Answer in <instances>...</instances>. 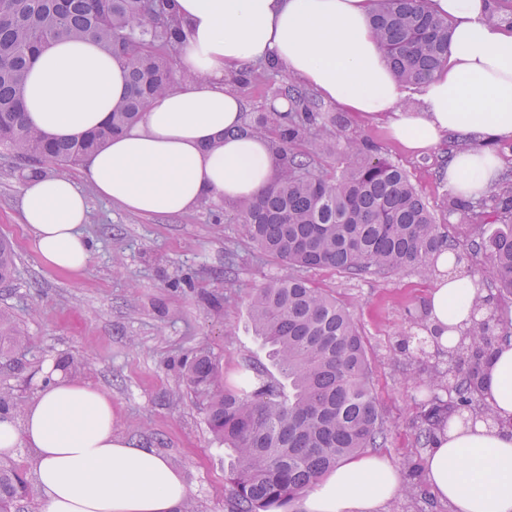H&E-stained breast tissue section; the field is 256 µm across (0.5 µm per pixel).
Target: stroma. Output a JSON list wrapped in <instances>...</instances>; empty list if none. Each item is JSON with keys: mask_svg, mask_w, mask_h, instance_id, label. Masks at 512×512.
<instances>
[{"mask_svg": "<svg viewBox=\"0 0 512 512\" xmlns=\"http://www.w3.org/2000/svg\"><path fill=\"white\" fill-rule=\"evenodd\" d=\"M343 119V133L368 140L377 155L401 167L436 223H448L444 168L466 139L452 135L435 151L412 156L389 138L384 122L348 112ZM28 170L0 150V238L16 253L15 277L0 285V308L30 337L28 351L0 358V391L26 405L47 367L78 363L76 380L111 394L114 433L160 449L182 471L189 489L183 512H230L224 448L209 430L206 398L183 382L180 361L209 350L227 381L246 363L271 369L248 318L247 295L282 274V262L259 256L249 243L237 221L240 203L208 198L180 215L147 217L92 194L87 270L79 276L52 270L18 222ZM306 276L350 311L363 337L373 394L390 429L378 454L403 480L387 512H451L423 477L425 451L413 440L425 393L406 380L410 362L402 351L408 314L426 305L432 279L411 272L351 278L330 269Z\"/></svg>", "mask_w": 512, "mask_h": 512, "instance_id": "stroma-1", "label": "stroma"}]
</instances>
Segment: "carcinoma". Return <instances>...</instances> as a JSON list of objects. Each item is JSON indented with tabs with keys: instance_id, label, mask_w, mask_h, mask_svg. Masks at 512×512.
<instances>
[{
	"instance_id": "carcinoma-1",
	"label": "carcinoma",
	"mask_w": 512,
	"mask_h": 512,
	"mask_svg": "<svg viewBox=\"0 0 512 512\" xmlns=\"http://www.w3.org/2000/svg\"><path fill=\"white\" fill-rule=\"evenodd\" d=\"M168 2L158 0L152 15L147 0H0V147L23 162L68 166L135 123L152 98L176 84L168 60L181 28ZM375 2L372 27L394 76L407 86L419 84L448 52V21L430 13L426 0ZM62 37L98 41L124 67L128 84L109 121L77 138L50 137L28 125L21 111L31 65L42 47ZM272 70L245 68L229 84L246 86ZM276 95L291 109L252 115L244 129L269 139L280 161L278 177L242 206L238 221L257 249L290 269L248 299L256 335L287 384L251 364L234 383L223 384L205 349L182 364L185 384L208 394V426L232 456L231 512H281L340 462L383 448L389 439L354 318L301 272L326 268L386 277L412 271L427 277L435 257L452 251L459 262L484 257L501 298L512 300V225L485 234L490 215L512 214V178L493 191L489 215L484 201H447L448 212L461 214L463 252L401 168L356 136L340 138L341 118L321 111L296 85L284 84ZM325 153L336 156L335 170L313 166V157ZM15 270L14 248L1 238L0 284ZM407 334L420 363L413 380L429 393L415 427L417 447H431L454 416L495 420L481 396L482 372L497 347L512 342L511 319L492 308L457 347L445 350L421 309L411 315ZM28 344L24 328L0 309V357ZM26 491L15 464L0 459V512H12Z\"/></svg>"
}]
</instances>
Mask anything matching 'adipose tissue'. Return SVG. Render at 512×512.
<instances>
[{
  "label": "adipose tissue",
  "mask_w": 512,
  "mask_h": 512,
  "mask_svg": "<svg viewBox=\"0 0 512 512\" xmlns=\"http://www.w3.org/2000/svg\"><path fill=\"white\" fill-rule=\"evenodd\" d=\"M184 25L176 87L155 96L124 133L83 159L96 195L141 216L184 213L202 199L248 202L269 186L276 158L268 140L245 132L244 102L228 79L273 61L327 103L384 116L406 151L421 155L449 135L470 138L445 170L450 192L479 202L502 167L491 143L512 139V21L493 0H428L453 36L442 66L411 93L393 75L370 25L373 0H171ZM127 92L125 70L90 40L60 39L32 65L25 119L52 136L104 125ZM20 220L47 266L79 273L91 260L82 230L88 200L66 174L28 175ZM429 319L454 346L482 292L450 254L436 262ZM483 397L495 422L453 419L425 454L432 492L453 512H512V346L484 368ZM34 452L40 512H181L188 488L156 449L112 430V398L54 371L22 417L0 415V453ZM402 488L385 459L360 456L329 472L302 512H381Z\"/></svg>",
  "instance_id": "obj_1"
}]
</instances>
